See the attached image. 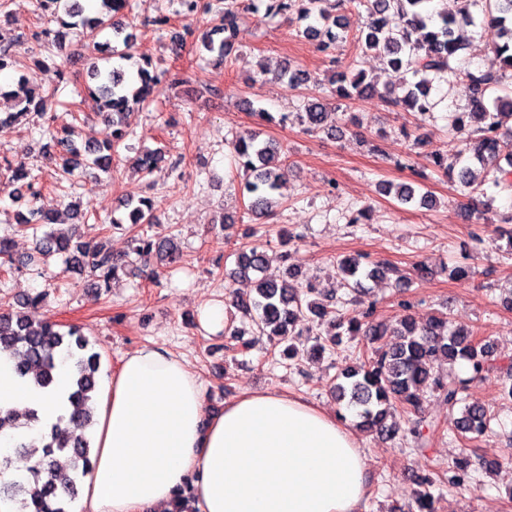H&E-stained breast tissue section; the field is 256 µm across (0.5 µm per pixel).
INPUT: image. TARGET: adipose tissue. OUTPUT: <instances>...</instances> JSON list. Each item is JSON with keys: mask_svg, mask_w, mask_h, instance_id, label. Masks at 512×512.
Masks as SVG:
<instances>
[{"mask_svg": "<svg viewBox=\"0 0 512 512\" xmlns=\"http://www.w3.org/2000/svg\"><path fill=\"white\" fill-rule=\"evenodd\" d=\"M71 378L63 362L51 388L35 387L0 353V408L39 417L0 437V457L67 415ZM95 420L85 512H167L187 485L200 512H359L366 493L367 456L335 413L276 392L209 413L195 373L162 347L123 358Z\"/></svg>", "mask_w": 512, "mask_h": 512, "instance_id": "adipose-tissue-1", "label": "adipose tissue"}]
</instances>
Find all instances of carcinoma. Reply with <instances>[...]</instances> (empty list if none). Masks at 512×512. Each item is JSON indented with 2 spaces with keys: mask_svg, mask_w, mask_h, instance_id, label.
Wrapping results in <instances>:
<instances>
[{
  "mask_svg": "<svg viewBox=\"0 0 512 512\" xmlns=\"http://www.w3.org/2000/svg\"><path fill=\"white\" fill-rule=\"evenodd\" d=\"M95 15L84 12L78 0H38V8L63 6L66 18L60 19L62 28L70 31L78 41L89 42L100 53L112 54L111 40L97 41L105 29H112V40L124 47L133 45V35L112 22V16L127 9L133 10V0H97ZM265 17L289 16L293 13L302 21L318 17L320 25H307L300 36L317 42L318 48L327 50L337 42L350 41L361 57H371L395 70L403 69L415 81L402 86V92L378 89L374 79L360 68L355 73L340 74L331 80L329 97L336 106L347 105L365 97H378L379 101L422 118L433 117L438 102L431 97L434 78L456 72L454 64L466 60V52L476 35V13L488 19L505 37L493 46L497 68L482 70L469 68L461 72L462 95L466 101L464 111L448 116V143L445 149L433 148L427 157L434 166L450 173L458 171L460 184L467 196L478 194L488 197L485 184L499 191H512V171L495 169L489 178L478 179L477 172L486 168L489 160L506 155L512 159V139L502 134L507 120H512V0H448L449 6L434 16L425 12L430 0H349L364 7L365 16L356 28L344 15L330 17L320 7L321 0H264ZM242 16L240 0H224V10L211 22L212 31L205 36L202 47L222 61L235 44ZM19 43L0 33V71L17 68L20 59L10 53ZM152 62L142 59L136 72L131 74L121 67L93 66L97 84L88 88V96L95 104L110 129V138L93 145L79 143L68 129L58 131L52 117L47 115L48 103L58 87L50 85L47 94L42 87L30 83L26 74L18 79L17 90L6 93L16 100L20 109L0 116V122L27 124L30 114L44 120L41 135L53 142L55 151L43 153V158L55 164L59 179H68L81 166H92L103 171L112 168V149L128 135L127 116L134 108L149 101L159 84V77L151 71ZM261 74H273L295 89L302 85L300 69L285 61L278 68L259 65ZM298 120L307 131L315 133L326 129L328 105L319 100L303 101ZM238 167L247 175L242 184V196L248 200V210L266 215L277 203L275 195L283 188L280 172V151L275 144L262 141L257 134H243L232 142ZM161 149L140 153L134 160L136 170L150 174L165 161ZM10 173L8 186L11 194L29 198L27 213L18 214L19 225L34 230L48 228L36 238L33 251L22 256L13 253L12 240L0 236V264L17 269L48 265L54 255H62L73 268L87 269L96 278L97 287L109 286L111 280L127 268L156 256L171 264L179 258V246L174 237L155 238L147 232H133L141 224L154 223V201L148 197H129L125 200L126 218L112 219L111 228L128 234V252L122 257L100 242L80 240L75 232L54 228L62 224L59 212L47 213L34 205L41 188L32 169L20 162H6ZM384 192H395L402 204L416 202L432 208L435 199L428 192H418L408 184L397 186L387 182ZM269 263L267 254L259 247L242 249L237 254L232 275L253 281V294L236 297V306L250 316L257 327V335L278 339L283 345L280 355L295 359L304 355L310 359L323 355L336 344L342 333L365 336L376 343L384 336L392 341L389 347L370 349L356 366L342 369L333 392L337 403L347 402V408L357 409L361 421L356 424L362 432L381 437L398 435L394 405L398 404L411 418L408 431L416 444H423L425 431H438L439 425L422 416L424 389L436 393L452 411L464 404L461 416L453 419V431L462 438L474 440L487 430L491 415L478 403H466L464 393L471 381L491 368L490 347L474 339L473 333L450 327L446 316H433L426 323L417 322L411 313L412 303L399 302L402 310L392 323L374 318L375 307L369 305L349 316H336V296H318L317 288L308 282H297L295 268H287V276L276 280L266 276ZM396 276V286H403L410 277L397 267L383 261L362 264L358 257H345L336 262V275L342 287L358 293L363 281ZM42 297L35 295L17 302V308L0 311V352L15 361V370L22 377H30L42 389L50 388L59 360L72 365V385L69 393L71 414L65 427L55 425L44 433L39 443H21L13 454L0 460V496L13 501L18 512H72L79 498L81 478L89 469L93 455L92 429L94 426L93 395L98 389L101 355L92 350L79 327L68 326L63 331L58 325L37 320L27 310L35 309ZM328 325L327 335H315L312 344L300 349L296 342L308 336L311 318ZM458 361L469 366L471 376L461 378L454 372H443L442 366L453 367ZM38 421L35 411L19 413L0 410V433L28 426ZM493 469L495 462L473 461L465 455L448 467V485L460 488L472 476L474 467ZM436 479L430 475L420 481L422 490L415 493L418 512H436ZM167 512H197L190 488L181 491Z\"/></svg>",
  "mask_w": 512,
  "mask_h": 512,
  "instance_id": "obj_1",
  "label": "carcinoma"
}]
</instances>
